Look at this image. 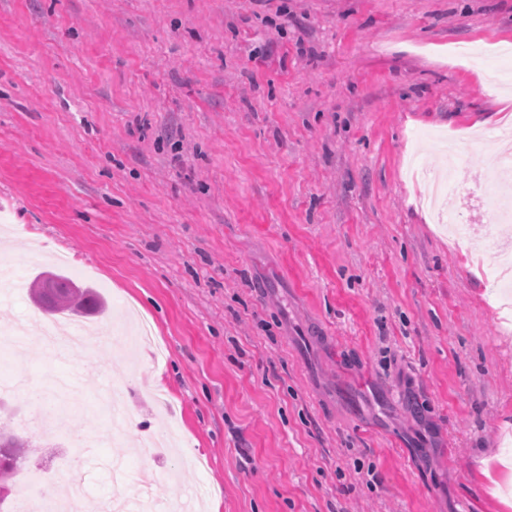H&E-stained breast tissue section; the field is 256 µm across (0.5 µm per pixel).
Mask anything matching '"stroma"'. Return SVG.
Listing matches in <instances>:
<instances>
[{"label": "stroma", "mask_w": 512, "mask_h": 512, "mask_svg": "<svg viewBox=\"0 0 512 512\" xmlns=\"http://www.w3.org/2000/svg\"><path fill=\"white\" fill-rule=\"evenodd\" d=\"M507 45L512 0H0V276L106 303L49 355L0 296L12 504L76 473L111 501L117 460L162 512H512V312L476 249L506 232ZM444 171L462 238L422 203Z\"/></svg>", "instance_id": "stroma-1"}]
</instances>
